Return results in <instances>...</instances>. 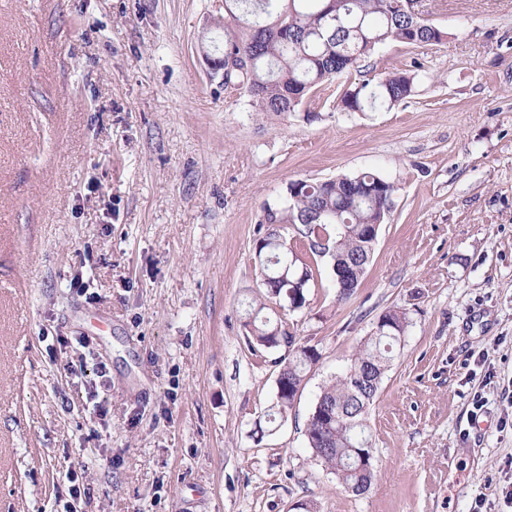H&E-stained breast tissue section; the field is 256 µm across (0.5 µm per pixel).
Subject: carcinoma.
<instances>
[{"mask_svg":"<svg viewBox=\"0 0 512 512\" xmlns=\"http://www.w3.org/2000/svg\"><path fill=\"white\" fill-rule=\"evenodd\" d=\"M224 29V62L244 60L224 68V87L248 97L255 112L286 118L305 98L333 79L360 71L381 45L398 41L423 47L444 37L422 11L407 0H224V17L214 22ZM416 75L409 71L378 74L347 87L336 100L342 112L367 107L391 109L414 95ZM399 187L373 171L324 180L288 183L284 197L263 209L254 262L265 292L248 302L247 321L253 341L268 349L285 348L279 360L281 389L257 422L256 433L271 434L288 415L307 367L316 351L296 344L286 316L306 306L307 290L321 276L318 264L302 259L288 247L281 228L298 227L312 255L325 257L347 272L349 287L337 291L339 302L350 299L366 272L374 242L366 225L383 224L394 208ZM328 243L323 251L321 242ZM408 326L407 312L390 309L376 330L351 357L347 371L325 386L316 406H333L336 417L320 420L311 414L306 434L309 448L338 484L355 495L371 486L374 469L360 452L372 447L367 415L385 371L395 359V347Z\"/></svg>","mask_w":512,"mask_h":512,"instance_id":"1","label":"carcinoma"}]
</instances>
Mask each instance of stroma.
Wrapping results in <instances>:
<instances>
[{
  "label": "stroma",
  "mask_w": 512,
  "mask_h": 512,
  "mask_svg": "<svg viewBox=\"0 0 512 512\" xmlns=\"http://www.w3.org/2000/svg\"><path fill=\"white\" fill-rule=\"evenodd\" d=\"M419 2L442 41L368 62L416 72L405 104L337 110L355 73L263 120L205 57L224 0H0V512H512V0ZM358 171L392 217L350 300L319 259L288 316L319 360L256 440L262 207ZM390 309L356 496L305 429Z\"/></svg>",
  "instance_id": "obj_1"
}]
</instances>
